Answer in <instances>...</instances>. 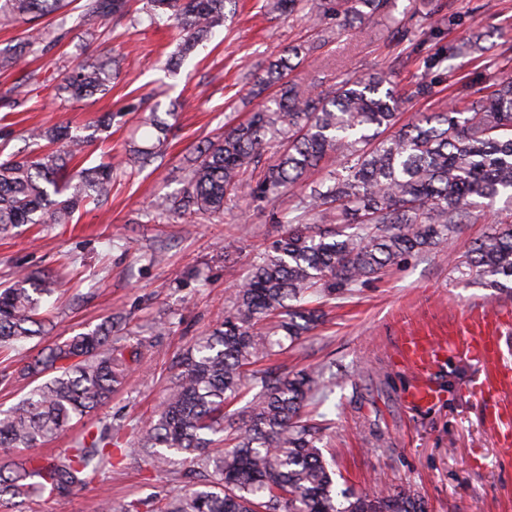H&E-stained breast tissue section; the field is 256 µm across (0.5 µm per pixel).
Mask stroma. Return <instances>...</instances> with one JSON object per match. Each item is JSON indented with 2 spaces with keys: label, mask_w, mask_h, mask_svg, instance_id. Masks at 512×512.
<instances>
[{
  "label": "stroma",
  "mask_w": 512,
  "mask_h": 512,
  "mask_svg": "<svg viewBox=\"0 0 512 512\" xmlns=\"http://www.w3.org/2000/svg\"><path fill=\"white\" fill-rule=\"evenodd\" d=\"M145 2L132 0L131 16L107 20L103 27L106 44L124 55L106 95L92 103L63 101L43 86L11 110L0 107L9 121L0 128V155L6 157L30 154V127L64 122L82 129L102 113L113 115L109 131L80 159L90 167L111 157L118 174L107 201L87 203L66 224H26L13 235H0V283L21 272L47 274L60 283L43 306L51 338L94 329L104 317L118 315L124 329L116 344L130 336L142 343L143 359L126 384L108 404L37 447L36 456L45 459L71 447L87 428L121 421L131 429L153 414L177 374V355L223 320L254 257L285 232L278 216L297 203L290 192L272 203L232 201L220 218H155L153 201L182 189L194 148L220 137L256 107L249 72L305 38L307 25L299 14H265L264 0H238L223 30L173 75L166 62L175 49V31L138 23ZM484 2L449 0L454 35L493 32L497 47L486 61L463 55L447 71L425 70L410 59L408 44L391 42V18L381 17L369 29L318 50L296 74L332 82L347 72L391 66L404 91L421 80L483 87L512 75V0H497L491 10ZM53 37L48 52L0 73V96L26 73L55 78L74 60L97 54L95 46L83 43L75 21L54 30ZM147 96L173 108L175 116L160 158L141 169L129 147L146 144L147 130L127 106ZM503 207L496 202L462 225L451 251L409 257L378 279L328 300L326 323L279 359L288 372L314 367L323 372L314 419L325 429L324 454L336 459L337 490L406 488L424 499L428 512H512V437L492 424L503 403L512 402V390L486 388L492 366L452 351L429 372L442 398L417 407L407 397L416 375L398 356L401 336L420 331L463 337L471 316L481 312L497 327L503 359L512 364V296L463 280L454 269ZM228 235L237 239V252L225 253ZM38 352L31 341L16 351H0V375L10 376L0 383V409L30 390L20 370ZM380 438L385 447H377ZM112 462L104 480L65 499L43 498L41 512H88L102 499H162L180 487L172 474L153 469L134 449L114 451Z\"/></svg>",
  "instance_id": "obj_1"
}]
</instances>
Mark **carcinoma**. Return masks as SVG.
Returning a JSON list of instances; mask_svg holds the SVG:
<instances>
[{
  "label": "carcinoma",
  "instance_id": "1",
  "mask_svg": "<svg viewBox=\"0 0 512 512\" xmlns=\"http://www.w3.org/2000/svg\"><path fill=\"white\" fill-rule=\"evenodd\" d=\"M394 0H268L271 13L304 11L312 40L289 45L259 72L251 74L269 101L250 118L195 149L185 187L158 198L155 216H220L224 204L249 196L269 202L300 189L301 214L284 215L282 237L273 241L236 288L232 311L211 333L183 354L180 372L157 414L133 435L147 461L169 470L179 455L199 478L194 486L165 498L114 505L94 503L91 512H426L411 490L346 495L335 488L336 471L318 448L321 424L312 406L323 373L292 376L250 366L286 350L285 342L317 329L324 311L310 298L331 297L398 266L410 256L449 247L471 212L500 196L512 204V77L502 76L468 100V87L434 112L401 122L410 99H440L435 81H418L407 96L390 74L372 70L345 73L322 87L291 77L338 31L361 28L389 16ZM234 0H147L149 25L173 22L177 49L169 66L193 54L224 26ZM66 0H0V24H30L23 41L0 48V69L9 71L42 48L50 36L45 23L63 25ZM423 15L437 36L426 54L427 70L464 53L486 57L491 35L473 32L466 40L447 39L439 29L449 18L447 0H423ZM130 0H86L78 25L89 45L101 39V26L129 14ZM340 19L339 26L332 20ZM397 42L421 46L416 30L393 20ZM123 56L104 47L98 59L75 63L51 84L54 97L88 101L109 91ZM40 84L29 73L6 92L17 103ZM142 124L156 132V143L133 148L145 168L159 158L173 112L160 103H140ZM112 124L108 112L81 136L67 125L31 130L41 143L33 155L0 160V233L24 224H66L88 200L112 192L116 167L110 161L74 170L97 133ZM338 161L327 177L312 181L321 163ZM461 277L512 294V209L471 245L456 265ZM57 291L47 274H20L0 288V348L44 340L43 298ZM117 323L107 317L94 329L44 348L26 365L28 375L53 373L6 411H0V500L30 505L44 494L67 497L112 469V448L120 428L110 423L90 431L73 447L43 464L31 449L66 430L112 399L131 370L125 351L112 343ZM247 387L259 388L237 424L224 409Z\"/></svg>",
  "mask_w": 512,
  "mask_h": 512
}]
</instances>
